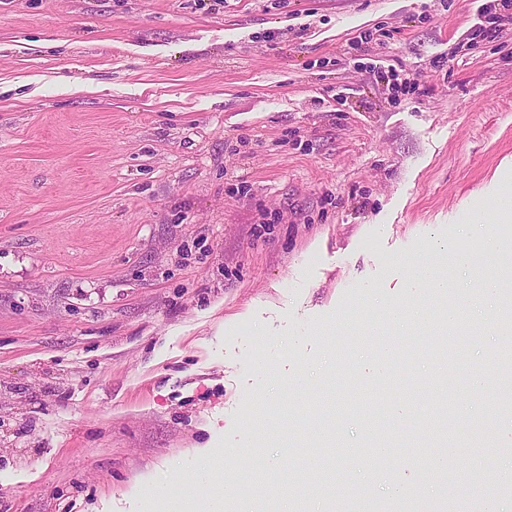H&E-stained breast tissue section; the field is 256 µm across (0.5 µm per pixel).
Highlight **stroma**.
Here are the masks:
<instances>
[{"mask_svg":"<svg viewBox=\"0 0 512 512\" xmlns=\"http://www.w3.org/2000/svg\"><path fill=\"white\" fill-rule=\"evenodd\" d=\"M486 2L0 0V512H164L162 486L209 512L215 459L228 512H387L393 478L428 484L417 512H476L478 482L512 512V307L449 340L427 294L409 329L382 309L431 238L512 251V8L476 39ZM450 346L448 483L415 441Z\"/></svg>","mask_w":512,"mask_h":512,"instance_id":"stroma-1","label":"stroma"}]
</instances>
